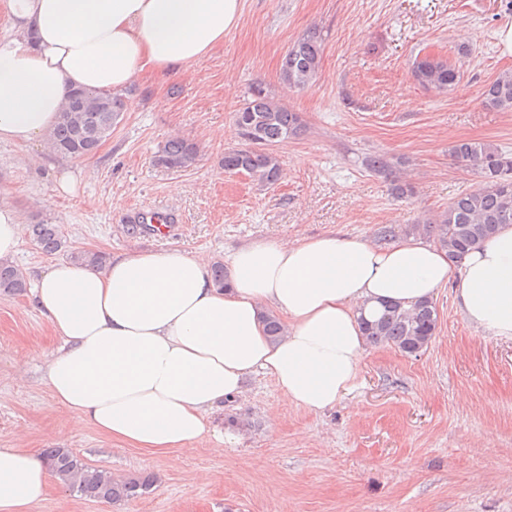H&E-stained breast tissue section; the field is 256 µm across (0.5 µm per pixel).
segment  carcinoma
<instances>
[{
    "label": "carcinoma",
    "instance_id": "1",
    "mask_svg": "<svg viewBox=\"0 0 512 512\" xmlns=\"http://www.w3.org/2000/svg\"><path fill=\"white\" fill-rule=\"evenodd\" d=\"M322 54L320 31L309 28L288 48L281 65V80L291 88L305 90L316 80ZM411 74L423 87L446 93L456 86L460 73L448 60L426 55L412 63ZM86 96L76 112H60L58 122L49 136L54 152L63 158L82 159L94 154L112 136V128L126 110L123 96L107 92L77 89L76 95ZM484 102L495 109L512 112V70L499 73L482 89ZM234 123L245 142L250 138L261 141L258 148H237L224 152L221 165L226 172H244L266 185L280 175V157L274 146L295 138L303 131V121L297 112L276 99L262 84L249 87L247 99L235 112ZM450 155L462 166H472L480 177V185L456 196L448 209L432 221L422 224L421 232L448 253L456 262L469 250L480 245L505 224H512V156L490 143L459 141L452 145ZM198 159V147L189 139L168 140L154 156L155 165L171 171L193 167ZM364 166L374 174L392 178L393 191L398 195L412 192V187L395 176V163L382 154L364 158ZM32 242L47 255L67 248L61 225L47 220L28 227ZM70 260L91 269L105 266L106 256L100 251L81 249L69 252ZM23 272L8 261H0V295L12 297L26 291ZM438 314L433 300L417 302L406 309L388 307L375 321H363L367 341L374 345H389L408 355L417 356L435 339ZM42 458L55 477L71 486L88 500L121 502L135 499L153 484L147 475L115 479L106 472L91 469L73 453L62 448H45Z\"/></svg>",
    "mask_w": 512,
    "mask_h": 512
}]
</instances>
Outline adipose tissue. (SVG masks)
<instances>
[{
    "mask_svg": "<svg viewBox=\"0 0 512 512\" xmlns=\"http://www.w3.org/2000/svg\"><path fill=\"white\" fill-rule=\"evenodd\" d=\"M0 144L46 143L68 94L118 92L144 69L178 71L235 28L241 0H0ZM451 286L466 320L512 338V226L461 262L409 236L385 246L333 235L257 241L215 287L206 257L129 251L94 271L58 261L32 289L63 340L44 380L74 429L150 454L201 439L205 418L255 373L288 401L323 411L350 390L366 349L363 320ZM284 326L270 340L264 316ZM49 471L0 448V512H34Z\"/></svg>",
    "mask_w": 512,
    "mask_h": 512,
    "instance_id": "adipose-tissue-1",
    "label": "adipose tissue"
}]
</instances>
